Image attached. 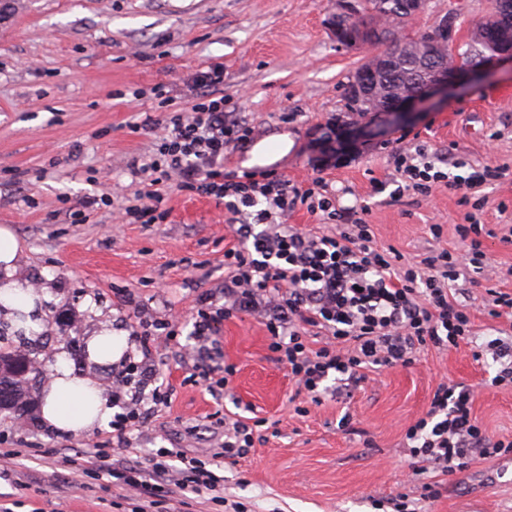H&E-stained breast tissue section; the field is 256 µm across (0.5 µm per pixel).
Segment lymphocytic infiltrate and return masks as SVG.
Instances as JSON below:
<instances>
[{"label": "lymphocytic infiltrate", "mask_w": 512, "mask_h": 512, "mask_svg": "<svg viewBox=\"0 0 512 512\" xmlns=\"http://www.w3.org/2000/svg\"><path fill=\"white\" fill-rule=\"evenodd\" d=\"M193 85L190 107L167 117L156 158L140 166L148 180L125 214L132 224L164 223L168 212L161 207L160 188L172 180L180 190L222 203L228 214L237 243L224 252V279L196 297L194 343L175 352L192 364L211 395L226 389L237 371L236 365L212 362L224 322L232 317L263 321L273 360L315 403L323 395L339 397L361 386L369 370L407 367L425 347L445 349L471 338L468 307L451 289L461 267L479 274L490 266L481 240L484 227L474 215L457 227L463 252L442 250L418 266L403 262L397 250L376 245L366 221L369 204L338 205L324 178L304 188L273 169H225L228 151L246 142L253 129L224 95L223 64L200 69ZM394 164L401 175L394 189L377 187L394 202L409 193L430 194L439 183L470 189L504 175L491 165L459 175V159L453 160L452 172H445L424 144L396 150ZM299 209L318 216L325 230L289 224V214ZM313 336L322 337L321 346L310 345ZM156 377L154 365L143 362L117 370L113 396L121 400L122 410L112 417L111 449L123 454L131 432L143 426L151 409L170 403ZM472 404L467 387L439 384L425 417L405 431L412 459L448 474L472 457L512 453V440L491 438L477 424ZM258 438L257 423L228 416L224 441L210 461H190L179 449L160 448L146 466L123 456L113 463L112 476L120 486L139 491L147 504L162 495L217 494L224 479L214 465L245 457ZM108 450L97 448V459H105Z\"/></svg>", "instance_id": "f902f5d3"}]
</instances>
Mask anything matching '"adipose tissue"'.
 Masks as SVG:
<instances>
[{"label": "adipose tissue", "instance_id": "obj_1", "mask_svg": "<svg viewBox=\"0 0 512 512\" xmlns=\"http://www.w3.org/2000/svg\"><path fill=\"white\" fill-rule=\"evenodd\" d=\"M19 244L8 227H0V314L26 316L25 333L33 336L43 329L39 295L25 281L14 279ZM41 416L59 433H87L105 425L112 417V399L92 375H76L65 363H58L53 382L45 392Z\"/></svg>", "mask_w": 512, "mask_h": 512}]
</instances>
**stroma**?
<instances>
[{
    "instance_id": "obj_1",
    "label": "stroma",
    "mask_w": 512,
    "mask_h": 512,
    "mask_svg": "<svg viewBox=\"0 0 512 512\" xmlns=\"http://www.w3.org/2000/svg\"><path fill=\"white\" fill-rule=\"evenodd\" d=\"M332 0H0V226L15 233L16 276L41 296L43 334L29 338L6 329L11 347H37L51 382L57 361L74 374L95 375L111 387V367L90 363L85 342L101 327L129 336L128 355L141 361L133 338L142 307L152 319L180 320L181 344L191 343L194 298L224 278V250L233 244L224 207L213 199L168 185L161 224H128L121 200L89 207L91 199L143 187L134 166L147 162L164 134L169 112L149 90L168 86L179 107L191 101L186 82L198 69L224 65V92L255 131L288 135L277 164L297 184L316 177L335 189L340 204L364 200L378 245L410 262L441 249L456 250V232L470 200L493 229L484 246L491 271L463 270L456 296L467 304L476 335L449 349L428 347L416 363L370 373L349 398L321 404L298 393L287 369L270 357V336L246 316L224 323L216 362L236 364L222 399L196 382L190 364L152 344L168 408L150 414L131 437V459L148 461L172 443L187 456L212 451L218 416L253 412L267 419L265 441L236 463L224 464V502L193 496L185 512H392L390 498L409 494L419 512H512V455L473 459L448 475L412 469L405 430L424 417L437 385L453 381L474 394L473 415L494 438L512 439V384L492 385L499 369L488 341H512V321L489 316L486 291L512 292V65L503 63L467 80L447 98L422 106L420 115L388 133L366 127L342 145V97L348 76L370 52L347 49L329 27ZM490 0H428L414 27L437 15L458 14L457 41L467 49ZM427 142L444 158L473 168H505L498 181L467 191L438 186L423 198L390 202L375 193L397 172L398 140ZM507 203L499 213V203ZM84 210L83 220L74 211ZM443 227L433 237L429 227ZM350 416L351 430L339 426ZM0 413V450H19L0 461V504L11 512H138L132 490L115 485L94 460L95 445L110 439L111 425L91 433L58 434L32 411L23 434ZM432 483L441 495L421 500Z\"/></svg>"
}]
</instances>
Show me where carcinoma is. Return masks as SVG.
I'll return each instance as SVG.
<instances>
[{"label":"carcinoma","instance_id":"obj_1","mask_svg":"<svg viewBox=\"0 0 512 512\" xmlns=\"http://www.w3.org/2000/svg\"><path fill=\"white\" fill-rule=\"evenodd\" d=\"M402 0H360V16L354 20L342 21L349 30L359 25H374L380 28V35L370 40L375 54L370 63L388 62L393 65L390 72L378 73L371 93L357 103H345L346 112L357 118H366L392 97L411 95L420 90L422 81L413 76L406 62L412 60L424 67H432L448 60V54L427 41V34L410 40L406 46L394 37L391 28L381 26L383 21H392L398 26L408 24L406 15L399 9ZM491 8L479 22L472 38L473 53L464 57V63L481 59L500 51L512 50V0H490ZM10 347L0 346V412L8 411L16 418L29 412L31 392L41 381L42 370L35 358L16 368L11 363Z\"/></svg>","mask_w":512,"mask_h":512}]
</instances>
